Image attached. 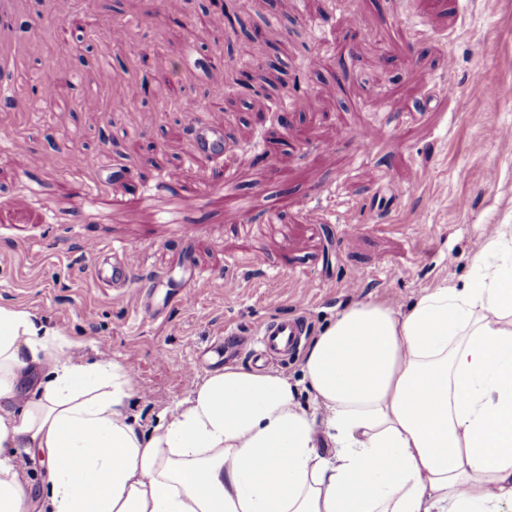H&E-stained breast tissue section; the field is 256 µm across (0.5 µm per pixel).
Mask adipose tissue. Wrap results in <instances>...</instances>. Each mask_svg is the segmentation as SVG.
Returning a JSON list of instances; mask_svg holds the SVG:
<instances>
[{
    "label": "adipose tissue",
    "instance_id": "adipose-tissue-1",
    "mask_svg": "<svg viewBox=\"0 0 512 512\" xmlns=\"http://www.w3.org/2000/svg\"><path fill=\"white\" fill-rule=\"evenodd\" d=\"M406 311L357 302L311 336L301 384L228 365L142 429L129 370L0 307V512H505L512 245Z\"/></svg>",
    "mask_w": 512,
    "mask_h": 512
}]
</instances>
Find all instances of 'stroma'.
Instances as JSON below:
<instances>
[{"label": "stroma", "mask_w": 512, "mask_h": 512, "mask_svg": "<svg viewBox=\"0 0 512 512\" xmlns=\"http://www.w3.org/2000/svg\"><path fill=\"white\" fill-rule=\"evenodd\" d=\"M75 8L64 20L52 0H0V54L17 89L0 105V306L128 367L143 426L206 373L251 367L245 342L263 324L298 317L312 335L351 303L410 302L467 277L476 244L512 225V153L501 149L512 140V0ZM244 71L259 92L237 85ZM141 79L148 95L128 98ZM186 97L223 125V149L198 148L178 110ZM166 177L172 191L157 192ZM90 188L112 204L85 210ZM233 191L250 197L249 212L225 206ZM167 208L181 224L163 222ZM85 238L142 246L135 278L157 276L166 313L138 317L94 286ZM360 274L363 286L346 288ZM192 275L185 307L175 297Z\"/></svg>", "instance_id": "35a3bbf8"}]
</instances>
